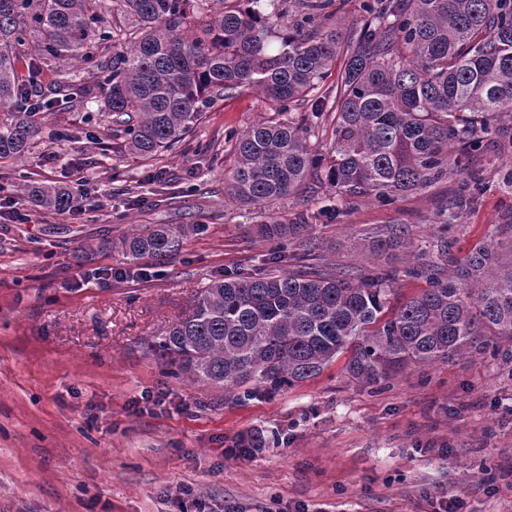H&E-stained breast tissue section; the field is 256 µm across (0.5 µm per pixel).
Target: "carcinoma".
<instances>
[{
    "label": "carcinoma",
    "instance_id": "cac0c4a2",
    "mask_svg": "<svg viewBox=\"0 0 512 512\" xmlns=\"http://www.w3.org/2000/svg\"><path fill=\"white\" fill-rule=\"evenodd\" d=\"M269 2L272 9L264 7ZM0 0V160H24L41 134L39 113L21 100L40 66L59 83L85 66L83 97L125 148L153 157L178 143L215 103L250 89L276 117L236 137L227 193L267 206L310 175L340 196L390 205L465 174L458 208L477 200L475 161L493 140L512 151V0H362L363 20L346 35L336 0ZM112 9L122 25L108 27ZM344 55L335 95L320 83ZM31 57L27 70L18 63ZM331 117L330 147L309 142ZM36 207L65 212L72 193L33 186ZM449 224L399 270L314 263L311 224H257L273 244L268 264L210 280L188 314L158 342L168 373L239 388L243 402L320 375L348 353L351 380L384 389L409 366L488 352L512 364V223L462 257ZM204 224H152L120 240L131 262L168 260ZM406 227L370 239L381 256ZM426 287L396 297L397 277Z\"/></svg>",
    "mask_w": 512,
    "mask_h": 512
}]
</instances>
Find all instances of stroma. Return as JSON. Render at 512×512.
<instances>
[{"label":"stroma","instance_id":"35a3bbf8","mask_svg":"<svg viewBox=\"0 0 512 512\" xmlns=\"http://www.w3.org/2000/svg\"><path fill=\"white\" fill-rule=\"evenodd\" d=\"M66 94L39 78L42 133L24 163L31 181L72 188L66 213L27 202L26 185L0 164V201L29 214L0 224V512H169L191 492L208 512H512V378L491 356L458 355L414 367L375 391L351 382L339 356L292 388L235 403L226 389L171 377L154 343L188 313L209 279L261 267L268 245L254 225L317 221V263L367 266V232L406 225L401 267L448 219L464 256L512 220V152L477 162L483 191L461 210L458 176L381 206L341 197L317 177L267 207L225 191L233 139L268 120L254 91L218 102L193 133L152 158L122 140L100 141L104 123L83 101L84 74ZM96 189L102 209L91 207ZM150 224H202L172 260L128 263L122 237ZM90 258L75 265L73 253ZM261 431L277 442L241 457L223 450Z\"/></svg>","mask_w":512,"mask_h":512}]
</instances>
